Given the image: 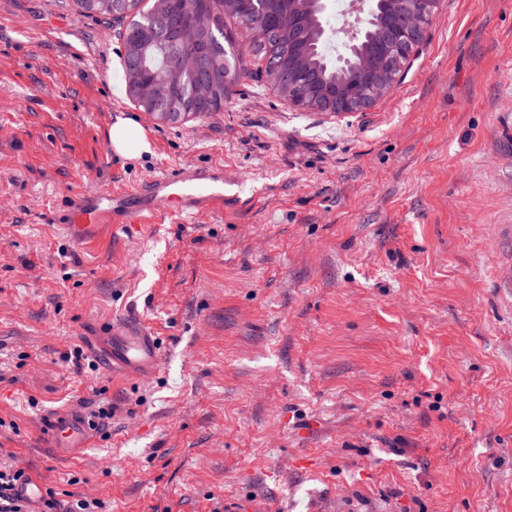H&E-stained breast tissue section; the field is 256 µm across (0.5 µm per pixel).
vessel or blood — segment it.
Returning a JSON list of instances; mask_svg holds the SVG:
<instances>
[{"instance_id": "vessel-or-blood-1", "label": "vessel or blood", "mask_w": 512, "mask_h": 512, "mask_svg": "<svg viewBox=\"0 0 512 512\" xmlns=\"http://www.w3.org/2000/svg\"><path fill=\"white\" fill-rule=\"evenodd\" d=\"M237 185L220 168L179 167L133 190L74 193L62 226L75 247L82 249L95 231L112 224H158L174 215L223 211L225 198ZM102 327L107 343L98 349V357L139 377L156 372L160 352L154 336L141 326L122 327L110 320ZM47 438L53 444L71 442L83 448L90 435L83 422L73 418L50 422Z\"/></svg>"}]
</instances>
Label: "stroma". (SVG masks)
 Here are the masks:
<instances>
[{"instance_id":"1","label":"stroma","mask_w":512,"mask_h":512,"mask_svg":"<svg viewBox=\"0 0 512 512\" xmlns=\"http://www.w3.org/2000/svg\"><path fill=\"white\" fill-rule=\"evenodd\" d=\"M120 25L0 0V465L102 512H512V0H441L403 75L351 114L243 78L176 123L112 93ZM132 116L150 154L116 155ZM223 166L220 214L120 224L74 192ZM136 310L155 375L70 373ZM111 406L84 448L49 417Z\"/></svg>"}]
</instances>
